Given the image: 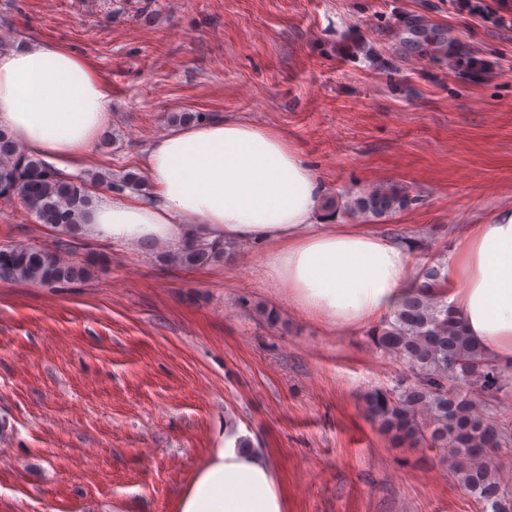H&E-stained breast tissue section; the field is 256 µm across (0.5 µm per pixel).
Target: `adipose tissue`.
<instances>
[{
  "instance_id": "obj_1",
  "label": "adipose tissue",
  "mask_w": 512,
  "mask_h": 512,
  "mask_svg": "<svg viewBox=\"0 0 512 512\" xmlns=\"http://www.w3.org/2000/svg\"><path fill=\"white\" fill-rule=\"evenodd\" d=\"M110 91L83 57L50 42L0 53V126L61 168L86 164L108 125ZM150 196L101 202L82 233L129 246L208 239L260 244L258 263L290 301L338 329L399 306L417 286L407 243L363 227L318 224L317 179L287 137L240 120L172 130L151 146ZM432 294L468 336L512 375V208L455 238ZM288 495L268 456L224 438L180 495L176 512H287Z\"/></svg>"
}]
</instances>
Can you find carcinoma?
I'll return each mask as SVG.
<instances>
[{"label": "carcinoma", "instance_id": "cac0c4a2", "mask_svg": "<svg viewBox=\"0 0 512 512\" xmlns=\"http://www.w3.org/2000/svg\"><path fill=\"white\" fill-rule=\"evenodd\" d=\"M15 197L40 223L71 238L93 204L87 181L62 176L0 126V199ZM402 205L403 198L395 193L371 192L359 201V211L380 216ZM227 256L228 246L200 235L173 258L200 267ZM89 275L86 265L55 252L27 245L0 248V281L62 288ZM370 335L379 349L407 368L412 381L367 394L366 414L400 441L427 439L435 448L450 449V471L482 504V512H512V490L497 477L492 458L509 444L507 427L482 414L468 398L473 389L496 398L512 389V379L471 341L445 304L420 290L407 295Z\"/></svg>", "mask_w": 512, "mask_h": 512}]
</instances>
